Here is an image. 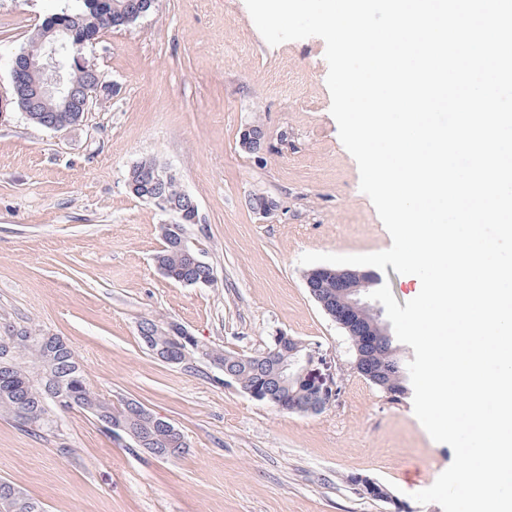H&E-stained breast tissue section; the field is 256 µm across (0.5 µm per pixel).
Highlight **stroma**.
Returning <instances> with one entry per match:
<instances>
[{
  "mask_svg": "<svg viewBox=\"0 0 512 512\" xmlns=\"http://www.w3.org/2000/svg\"><path fill=\"white\" fill-rule=\"evenodd\" d=\"M58 7L0 0V331L34 324L62 337L93 388L143 403L188 446L155 459L78 410L42 437L0 418V479L47 512H443L413 495L450 466L451 447L431 439L412 396L393 400L356 373L348 336L305 286L303 253L392 244L330 113L324 41L269 45L245 0H157L85 47L117 90L53 132L12 103L10 70ZM251 125L266 136L258 154L240 146ZM142 158L175 169L196 200L188 233L216 284L158 270L167 217L126 186ZM256 194L278 210L253 212ZM147 319L248 355L284 331L321 359L335 397L318 414L255 401L205 360H158L139 335ZM355 475L390 499L363 495Z\"/></svg>",
  "mask_w": 512,
  "mask_h": 512,
  "instance_id": "35a3bbf8",
  "label": "stroma"
}]
</instances>
